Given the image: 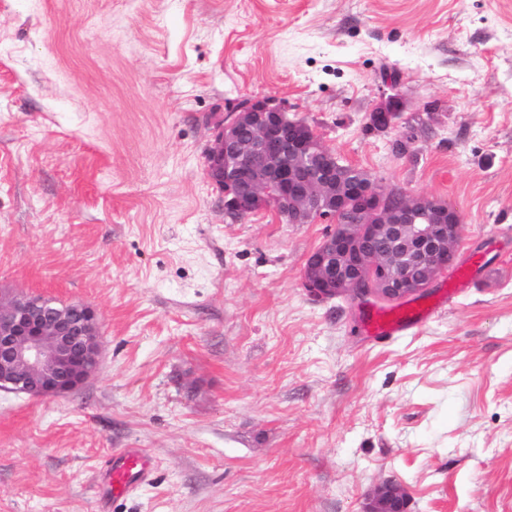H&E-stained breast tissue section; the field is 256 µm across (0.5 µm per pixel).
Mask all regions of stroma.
<instances>
[{
	"label": "stroma",
	"instance_id": "stroma-1",
	"mask_svg": "<svg viewBox=\"0 0 512 512\" xmlns=\"http://www.w3.org/2000/svg\"><path fill=\"white\" fill-rule=\"evenodd\" d=\"M247 98L455 207L471 287L382 343L312 299L333 222L232 217L205 171ZM17 290L90 304L102 353L71 394L0 389V512H359L388 479L408 512H512V0H0ZM120 448L157 471L107 499ZM402 110V98L399 93L395 92L369 114V126L376 131H386L397 123Z\"/></svg>",
	"mask_w": 512,
	"mask_h": 512
}]
</instances>
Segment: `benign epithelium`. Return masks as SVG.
Wrapping results in <instances>:
<instances>
[{"mask_svg": "<svg viewBox=\"0 0 512 512\" xmlns=\"http://www.w3.org/2000/svg\"><path fill=\"white\" fill-rule=\"evenodd\" d=\"M403 102L395 92L370 114L392 128ZM310 125L266 99L247 98L217 125L206 171L232 216L273 210L288 224L334 216L339 223L304 266L302 287L316 299L339 293L362 304L423 293L452 263L462 235L457 209L439 198L384 189L340 165ZM101 355L94 309L44 296L0 294V388L38 397L75 392ZM361 512H407L398 483L384 481Z\"/></svg>", "mask_w": 512, "mask_h": 512, "instance_id": "1", "label": "benign epithelium"}]
</instances>
